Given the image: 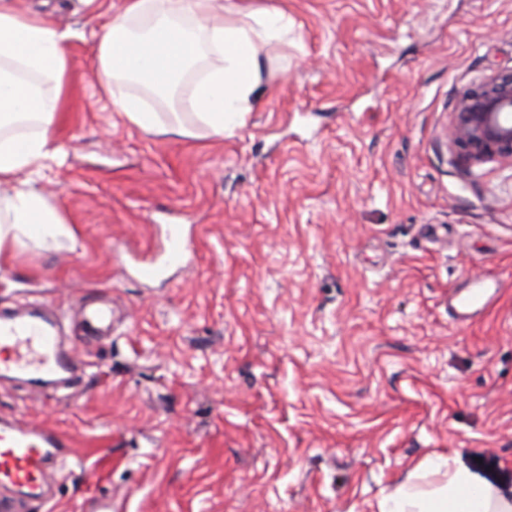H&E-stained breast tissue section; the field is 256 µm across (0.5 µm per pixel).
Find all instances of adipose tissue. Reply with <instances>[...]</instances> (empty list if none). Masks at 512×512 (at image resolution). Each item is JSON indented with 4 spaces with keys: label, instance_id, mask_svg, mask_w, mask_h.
Listing matches in <instances>:
<instances>
[{
    "label": "adipose tissue",
    "instance_id": "ef3b65f1",
    "mask_svg": "<svg viewBox=\"0 0 512 512\" xmlns=\"http://www.w3.org/2000/svg\"><path fill=\"white\" fill-rule=\"evenodd\" d=\"M294 30L284 11L262 9L240 17L234 0H126L98 44V68L113 85L114 104L130 121L157 129L159 119L142 101L126 96L136 81L168 100L175 115L189 114L211 136L241 126L262 84L263 44ZM67 32L38 15L0 0V184L33 176L58 153L52 132L65 103ZM219 67L199 70L208 57ZM198 76L191 86L183 79ZM51 89L38 86V79ZM55 238L67 228L42 194L19 191L0 198V253L33 232ZM442 480L425 486L408 475L378 503V512H512V495L480 480L458 458L436 462Z\"/></svg>",
    "mask_w": 512,
    "mask_h": 512
}]
</instances>
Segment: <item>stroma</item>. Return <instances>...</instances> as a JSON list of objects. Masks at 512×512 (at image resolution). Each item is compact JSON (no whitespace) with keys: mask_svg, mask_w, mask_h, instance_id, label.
Instances as JSON below:
<instances>
[{"mask_svg":"<svg viewBox=\"0 0 512 512\" xmlns=\"http://www.w3.org/2000/svg\"><path fill=\"white\" fill-rule=\"evenodd\" d=\"M262 51L233 135L146 133L101 82L125 0H16L70 32L61 160L30 185L69 233L0 257V310L55 312L71 385L0 380V415L74 443L51 512H377L428 456L512 493V163L464 167L457 95L512 68V0H237ZM192 250L138 278L168 225ZM490 286L459 323L448 301ZM112 329L85 345L81 310Z\"/></svg>","mask_w":512,"mask_h":512,"instance_id":"stroma-1","label":"stroma"}]
</instances>
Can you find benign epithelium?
<instances>
[{
	"instance_id": "benign-epithelium-1",
	"label": "benign epithelium",
	"mask_w": 512,
	"mask_h": 512,
	"mask_svg": "<svg viewBox=\"0 0 512 512\" xmlns=\"http://www.w3.org/2000/svg\"><path fill=\"white\" fill-rule=\"evenodd\" d=\"M448 143L470 165L512 162V70L489 75L457 98Z\"/></svg>"
}]
</instances>
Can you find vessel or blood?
I'll use <instances>...</instances> for the list:
<instances>
[{"mask_svg":"<svg viewBox=\"0 0 512 512\" xmlns=\"http://www.w3.org/2000/svg\"><path fill=\"white\" fill-rule=\"evenodd\" d=\"M181 225L169 230L165 262L180 264L187 251ZM491 302L485 289L474 288L451 300L456 320L468 319ZM85 322L92 338L103 336L111 323V312L89 307ZM77 365L64 347L55 326L44 318L13 320L0 318V375L34 382L64 379ZM72 441L57 428L18 418L0 419V512H28L31 505L51 501L48 478L63 468L71 454Z\"/></svg>","mask_w":512,"mask_h":512,"instance_id":"b4317fda","label":"vessel or blood"}]
</instances>
